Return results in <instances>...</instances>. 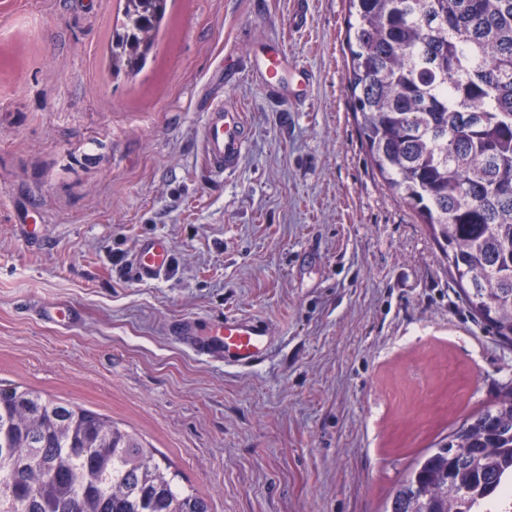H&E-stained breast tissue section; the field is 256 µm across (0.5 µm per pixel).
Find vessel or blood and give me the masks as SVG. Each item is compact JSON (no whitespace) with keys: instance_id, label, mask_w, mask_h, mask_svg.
<instances>
[{"instance_id":"vessel-or-blood-1","label":"vessel or blood","mask_w":512,"mask_h":512,"mask_svg":"<svg viewBox=\"0 0 512 512\" xmlns=\"http://www.w3.org/2000/svg\"><path fill=\"white\" fill-rule=\"evenodd\" d=\"M250 74L265 91L277 94L295 83L298 98H305L313 84L312 73L295 64L278 45L252 55ZM203 154L209 169L223 174L235 169L247 141V126L242 112L233 105L219 104L207 114L201 131ZM171 263V250L165 237L154 235L144 239L133 255L132 267L137 279H157ZM43 321L57 326L71 325L76 312L64 304L41 307L37 311ZM211 339L197 343L203 355L223 354L227 363L251 367L267 355L270 343L264 326L248 316H228L211 331Z\"/></svg>"}]
</instances>
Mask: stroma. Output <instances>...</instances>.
Listing matches in <instances>:
<instances>
[{
    "instance_id": "stroma-1",
    "label": "stroma",
    "mask_w": 512,
    "mask_h": 512,
    "mask_svg": "<svg viewBox=\"0 0 512 512\" xmlns=\"http://www.w3.org/2000/svg\"><path fill=\"white\" fill-rule=\"evenodd\" d=\"M122 9L0 0V386L137 433L210 512H384L417 460L498 400L512 345L370 163L345 0H167L146 65L116 77ZM271 42L312 71L304 102L250 77L251 46ZM220 102L249 136L216 176L201 129ZM155 234L171 265L137 281L132 256ZM42 303L78 319L44 322ZM227 315L267 326L258 366L195 350ZM186 319L193 335L171 336Z\"/></svg>"
}]
</instances>
